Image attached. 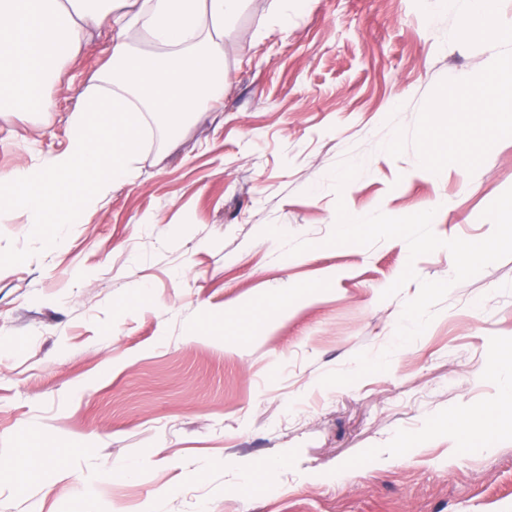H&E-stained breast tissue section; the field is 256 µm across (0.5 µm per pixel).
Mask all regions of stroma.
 Masks as SVG:
<instances>
[{
  "instance_id": "35a3bbf8",
  "label": "stroma",
  "mask_w": 512,
  "mask_h": 512,
  "mask_svg": "<svg viewBox=\"0 0 512 512\" xmlns=\"http://www.w3.org/2000/svg\"><path fill=\"white\" fill-rule=\"evenodd\" d=\"M273 5L252 0L225 37L223 105L144 152L81 223L0 222V512H512V431L464 453L448 425L462 401L501 409L512 257L455 284L397 348L404 303L452 277L450 252L325 244L340 199L435 209L444 240L491 234L512 138L472 174L384 146L499 47L453 40L457 12L429 0H302L282 29ZM113 36L86 30L47 122L0 114V172L67 146L63 118ZM345 160L361 171L338 193ZM296 241L311 250L287 256ZM409 264L416 279L383 298ZM135 284L147 300L129 301ZM387 348V371L321 385Z\"/></svg>"
}]
</instances>
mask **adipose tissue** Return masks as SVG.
Listing matches in <instances>:
<instances>
[{
  "instance_id": "ef3b65f1",
  "label": "adipose tissue",
  "mask_w": 512,
  "mask_h": 512,
  "mask_svg": "<svg viewBox=\"0 0 512 512\" xmlns=\"http://www.w3.org/2000/svg\"><path fill=\"white\" fill-rule=\"evenodd\" d=\"M251 0H0V109L54 108L49 93L81 50L83 26L109 20L108 59L65 121L68 145L0 173V216L76 224L130 181L147 145L176 140L224 99L220 44ZM138 35L145 50L133 49Z\"/></svg>"
}]
</instances>
